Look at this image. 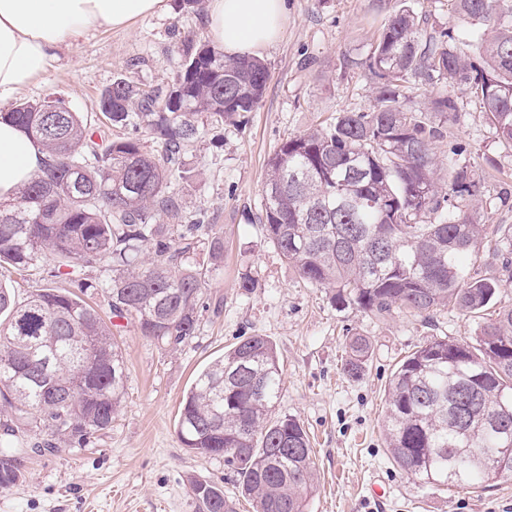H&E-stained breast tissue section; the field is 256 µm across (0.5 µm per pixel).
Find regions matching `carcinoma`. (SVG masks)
Wrapping results in <instances>:
<instances>
[{
    "mask_svg": "<svg viewBox=\"0 0 512 512\" xmlns=\"http://www.w3.org/2000/svg\"><path fill=\"white\" fill-rule=\"evenodd\" d=\"M453 25L428 30L408 2L387 16L366 49L375 80L365 112L288 138L267 162L260 221L267 239L305 282L334 291L332 303L373 316L395 309L429 316L452 306L489 312L477 346L436 338L404 359L387 393L384 435L395 463L432 486L485 485L512 474L492 459L512 434V308L491 309L498 278L463 265L495 238L512 278V225L474 219L483 206L479 170L434 152L436 121L457 111L451 95L423 108L408 92L462 84L478 98L499 142L512 147V0H448ZM176 48L181 69L166 93L115 81L101 94L102 117L127 136L89 145L92 123L48 95L6 115L47 154L10 202L0 203V269L27 271L45 252L51 277L74 290L44 288L25 303L0 285V417L3 432L44 433L43 450L84 447L109 429L125 394V363L112 329L84 299L108 298L113 317L176 348L195 336L202 290L224 265V241L204 212L188 219L171 177L207 126L233 123L258 107L268 80L259 59L230 58L190 32ZM157 144L143 151L140 133ZM153 257L141 259L143 251ZM97 268L100 279L75 277ZM370 349L349 341L344 371L359 376ZM283 369L273 343L254 334L201 370L182 402L181 443L224 457L255 512H307L315 483L308 434L275 414ZM19 449L0 437V491L22 473ZM202 512H235L216 483L197 480Z\"/></svg>",
    "mask_w": 512,
    "mask_h": 512,
    "instance_id": "1",
    "label": "carcinoma"
}]
</instances>
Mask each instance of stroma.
Wrapping results in <instances>:
<instances>
[{
    "instance_id": "stroma-1",
    "label": "stroma",
    "mask_w": 512,
    "mask_h": 512,
    "mask_svg": "<svg viewBox=\"0 0 512 512\" xmlns=\"http://www.w3.org/2000/svg\"><path fill=\"white\" fill-rule=\"evenodd\" d=\"M395 4L285 0L282 38L264 57L269 79L259 107L196 144L185 158L196 172L192 186L172 182L187 212L205 211L224 239V267L203 290L196 335L171 349L130 325L115 328L127 378L111 429L93 435L86 447L64 445L44 456L33 452L42 435L17 433L22 478L0 491V512H196L194 479L222 485L236 512H253L223 458L187 450L177 434L181 402L197 373L239 337L253 334L268 337L284 366L277 413L295 416L310 435L317 480L307 512H512V477L487 488L427 486L400 470L383 435L386 392L401 360L435 338L475 344L480 318L448 308L428 320L398 309L378 319L334 307L329 290L301 280L259 222L267 162L280 145L326 126L338 113L371 105L373 81L359 59ZM205 16L165 0L160 11L127 28L91 31L58 51L10 103L51 94L98 119L101 94L116 80L167 88L181 65L176 34L206 40ZM433 94L457 101L436 148L444 155L458 147L462 160L479 169L482 196L492 204L479 221L512 225V202L498 203L512 194V148L496 139L466 86L414 90L411 107ZM53 263L46 255L37 270L2 272L0 285L19 301L49 284L68 287L64 278L43 280L41 269ZM246 275L259 282L250 294L239 286ZM354 336L366 337L370 350L352 378L343 363Z\"/></svg>"
}]
</instances>
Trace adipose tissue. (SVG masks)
Masks as SVG:
<instances>
[{
  "label": "adipose tissue",
  "mask_w": 512,
  "mask_h": 512,
  "mask_svg": "<svg viewBox=\"0 0 512 512\" xmlns=\"http://www.w3.org/2000/svg\"><path fill=\"white\" fill-rule=\"evenodd\" d=\"M163 0H0V101L28 85L68 41L102 27H128ZM284 0H209L211 41L231 57H262L281 37ZM36 143L0 117V201L14 199L42 167Z\"/></svg>",
  "instance_id": "ef3b65f1"
}]
</instances>
